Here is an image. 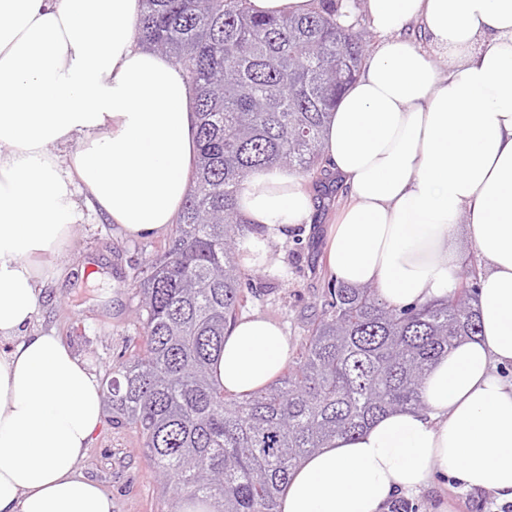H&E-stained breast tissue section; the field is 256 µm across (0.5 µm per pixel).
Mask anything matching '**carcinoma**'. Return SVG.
<instances>
[{"label": "carcinoma", "instance_id": "1", "mask_svg": "<svg viewBox=\"0 0 512 512\" xmlns=\"http://www.w3.org/2000/svg\"><path fill=\"white\" fill-rule=\"evenodd\" d=\"M341 2L265 17L248 0H144L137 25L142 43L188 74L200 153L161 254L137 268L142 344L112 366L104 394L164 483L222 512H279L302 458L388 410L420 405L431 364L478 332L473 266L448 298L403 309L370 286L330 282L277 380L237 397L213 380L224 328L246 302L236 257L251 230L237 207L242 184L281 167L331 193L323 131L371 38L337 22Z\"/></svg>", "mask_w": 512, "mask_h": 512}]
</instances>
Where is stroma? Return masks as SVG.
Instances as JSON below:
<instances>
[{"mask_svg":"<svg viewBox=\"0 0 512 512\" xmlns=\"http://www.w3.org/2000/svg\"><path fill=\"white\" fill-rule=\"evenodd\" d=\"M343 194L316 204L310 224L278 245L277 268L254 274L245 313L277 321L292 345H299L321 313L330 275L324 258L327 232L344 203ZM166 235L130 239L92 211L56 258L60 278L48 281L33 324L56 329L98 376L129 356L141 342V298L136 264L153 259ZM81 467L112 495V512H181L183 497L165 489L134 428L104 421Z\"/></svg>","mask_w":512,"mask_h":512,"instance_id":"1","label":"stroma"}]
</instances>
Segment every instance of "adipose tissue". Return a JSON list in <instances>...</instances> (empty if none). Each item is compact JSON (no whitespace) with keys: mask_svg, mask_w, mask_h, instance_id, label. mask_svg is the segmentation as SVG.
Returning <instances> with one entry per match:
<instances>
[{"mask_svg":"<svg viewBox=\"0 0 512 512\" xmlns=\"http://www.w3.org/2000/svg\"><path fill=\"white\" fill-rule=\"evenodd\" d=\"M141 0H0V512H112L81 470L104 417L99 378L32 327L40 283L83 208L127 237L166 232L198 155L192 85L135 34ZM380 40L332 112L323 166L347 198L329 230L333 280L395 307L447 297L459 225L482 260L481 332L432 365L422 404L307 456L279 512H389L431 486L512 502V0H352ZM420 27L429 45L409 35ZM446 60L438 68L433 55ZM242 267L311 223L312 194L281 168L238 197ZM291 344L261 315L224 331L228 394L275 380Z\"/></svg>","mask_w":512,"mask_h":512,"instance_id":"ef3b65f1","label":"adipose tissue"}]
</instances>
